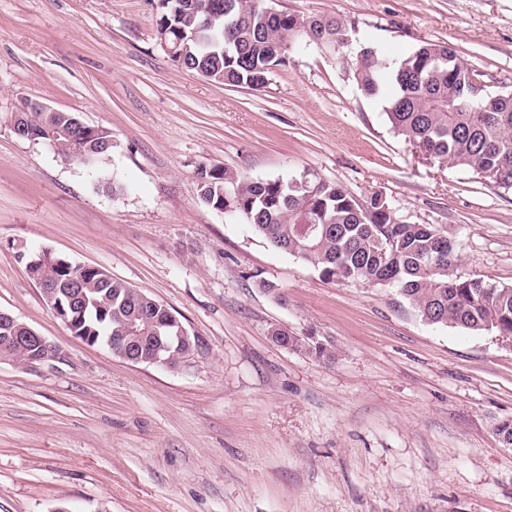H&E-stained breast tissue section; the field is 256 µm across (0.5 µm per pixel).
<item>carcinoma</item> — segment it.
<instances>
[{"label":"carcinoma","mask_w":512,"mask_h":512,"mask_svg":"<svg viewBox=\"0 0 512 512\" xmlns=\"http://www.w3.org/2000/svg\"><path fill=\"white\" fill-rule=\"evenodd\" d=\"M215 0H157V33L182 57L183 68L203 70L212 80L259 89L270 67L285 66L280 55L293 38L336 54L349 33L348 24L327 16L300 17L269 10L265 0H232L219 13ZM215 37L216 52L186 38L198 27ZM350 76L367 97L386 88L392 93L385 114L395 134L422 155L440 164L493 174L491 182L512 189V92H487L475 86L481 74L468 68L445 44L421 42L400 57L390 58L368 44ZM24 116L25 130L36 139L57 143L58 155L70 164L96 170L112 154V131L103 126L75 128L73 112H40ZM199 198L217 212L227 208L275 248L310 264L328 280L371 283L395 288L430 325H454L472 332L512 336V288L455 273L456 242L432 224L399 220L392 205L374 194L361 202L338 184L324 180L310 196L289 188L282 178L243 180L220 166L197 170ZM105 192L129 189L116 170L112 180L98 182ZM312 222L319 231L302 234ZM448 239L440 249V237ZM393 249H383L386 241ZM32 279L55 284L53 303L72 320L69 331L89 345L111 342L129 346L137 355L152 354L154 336H172L175 315L150 295L116 281L103 269L80 264L55 253L47 262L22 251ZM274 340L317 358H331L327 345L312 336L286 332ZM30 351L12 345L0 326V357L25 363Z\"/></svg>","instance_id":"1"}]
</instances>
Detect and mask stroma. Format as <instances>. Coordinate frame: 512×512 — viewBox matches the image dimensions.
<instances>
[{
	"instance_id": "stroma-1",
	"label": "stroma",
	"mask_w": 512,
	"mask_h": 512,
	"mask_svg": "<svg viewBox=\"0 0 512 512\" xmlns=\"http://www.w3.org/2000/svg\"><path fill=\"white\" fill-rule=\"evenodd\" d=\"M156 0H0V311L58 351L0 360V512H512V347L430 325L396 289L324 280L198 198L196 172H310L448 231L456 272L512 287V190L431 162L348 73L443 42L512 91V0H274L354 25L342 53H293L264 88L171 63ZM112 131L106 168L17 137L20 99ZM131 191L96 188L113 170ZM48 247L168 307L202 343L189 367L75 338L17 258ZM280 288L272 295L261 281ZM280 326L332 347L280 346Z\"/></svg>"
}]
</instances>
